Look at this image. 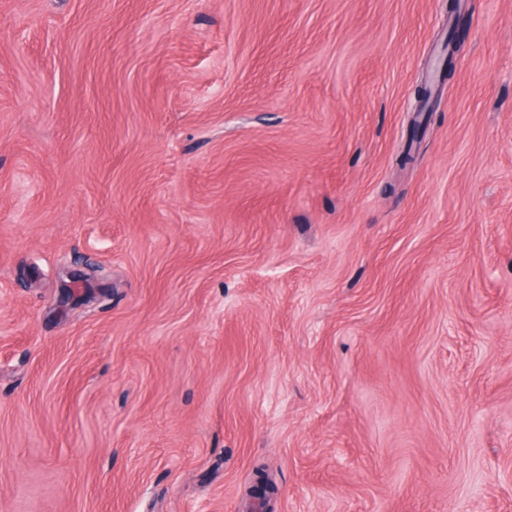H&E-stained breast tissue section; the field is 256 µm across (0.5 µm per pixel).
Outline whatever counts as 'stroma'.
Segmentation results:
<instances>
[{
  "label": "stroma",
  "mask_w": 512,
  "mask_h": 512,
  "mask_svg": "<svg viewBox=\"0 0 512 512\" xmlns=\"http://www.w3.org/2000/svg\"><path fill=\"white\" fill-rule=\"evenodd\" d=\"M260 465L274 512H512V0H0V512Z\"/></svg>",
  "instance_id": "1"
}]
</instances>
